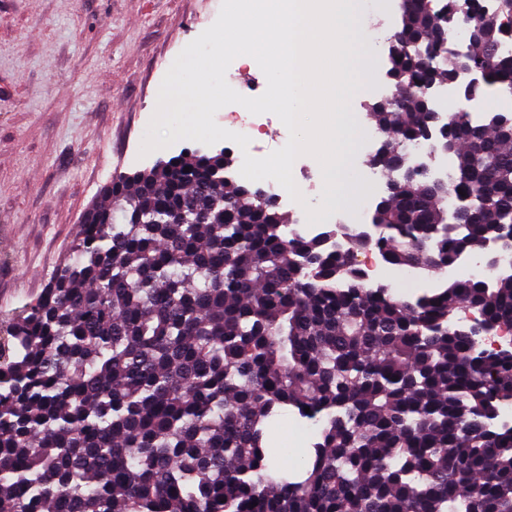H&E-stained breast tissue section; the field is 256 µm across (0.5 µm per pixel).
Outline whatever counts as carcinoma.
I'll use <instances>...</instances> for the list:
<instances>
[{
  "instance_id": "obj_1",
  "label": "carcinoma",
  "mask_w": 512,
  "mask_h": 512,
  "mask_svg": "<svg viewBox=\"0 0 512 512\" xmlns=\"http://www.w3.org/2000/svg\"><path fill=\"white\" fill-rule=\"evenodd\" d=\"M464 18L466 52L441 49ZM511 34L512 0H406L391 99L371 106L387 146L368 163L400 172L430 120L420 85L461 59L484 71L473 102L508 95ZM500 115L448 114L443 192L417 177L381 197L373 245L394 265L440 273L512 227ZM224 171L188 150L113 179L6 320L0 512H512V348L455 320L465 306L482 336L512 327V265L406 299L327 237L285 238L277 208ZM288 411L319 423L293 479L273 473Z\"/></svg>"
}]
</instances>
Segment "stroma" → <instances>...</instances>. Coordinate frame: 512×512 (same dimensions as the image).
<instances>
[{"label":"stroma","instance_id":"obj_1","mask_svg":"<svg viewBox=\"0 0 512 512\" xmlns=\"http://www.w3.org/2000/svg\"><path fill=\"white\" fill-rule=\"evenodd\" d=\"M222 0H0V318L46 288L87 209L116 173L197 149L141 154L162 81ZM400 0H366L361 44L376 65L349 109L390 92L387 38Z\"/></svg>","mask_w":512,"mask_h":512}]
</instances>
